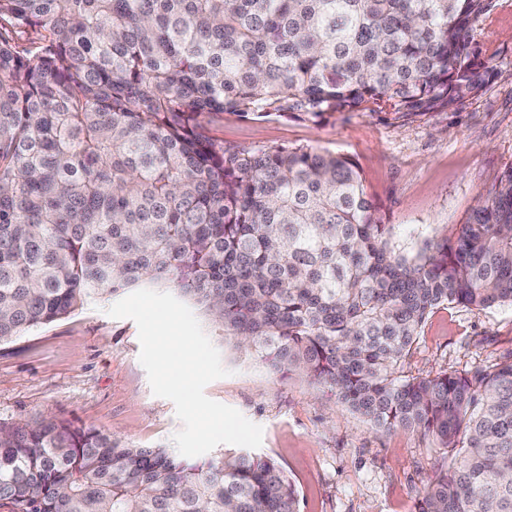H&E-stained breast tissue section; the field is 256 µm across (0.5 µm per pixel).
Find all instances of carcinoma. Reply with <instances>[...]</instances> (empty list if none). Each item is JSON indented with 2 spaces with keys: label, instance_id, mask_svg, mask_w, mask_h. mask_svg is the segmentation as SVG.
I'll return each mask as SVG.
<instances>
[{
  "label": "carcinoma",
  "instance_id": "carcinoma-1",
  "mask_svg": "<svg viewBox=\"0 0 512 512\" xmlns=\"http://www.w3.org/2000/svg\"><path fill=\"white\" fill-rule=\"evenodd\" d=\"M491 0H0V343L87 300L164 285L235 349L377 430L455 453L415 512H512V355L404 375L444 304L512 306V166L416 251L347 157L226 148L209 112L319 119L451 109L487 84ZM17 512H298L275 460L191 463L48 417L0 421Z\"/></svg>",
  "mask_w": 512,
  "mask_h": 512
}]
</instances>
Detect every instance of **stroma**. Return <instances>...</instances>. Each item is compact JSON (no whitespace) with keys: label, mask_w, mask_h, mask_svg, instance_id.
<instances>
[{"label":"stroma","mask_w":512,"mask_h":512,"mask_svg":"<svg viewBox=\"0 0 512 512\" xmlns=\"http://www.w3.org/2000/svg\"><path fill=\"white\" fill-rule=\"evenodd\" d=\"M480 60L494 67L477 95L456 108L397 119L376 107L253 119L214 112L202 119L217 144L258 149L309 146L350 157L384 223L418 249L446 234L512 166V0H493L472 32ZM111 297L0 344V421L46 414L143 448L174 450L181 423L155 396L139 362L138 327L115 319ZM195 316L218 349L228 377L205 388L263 429L258 454L278 462L299 493V512H415L425 484L451 458L432 439L377 431L298 374L281 377L235 353L222 328ZM512 353V307L435 309L403 371L408 376L490 366Z\"/></svg>","instance_id":"1"}]
</instances>
